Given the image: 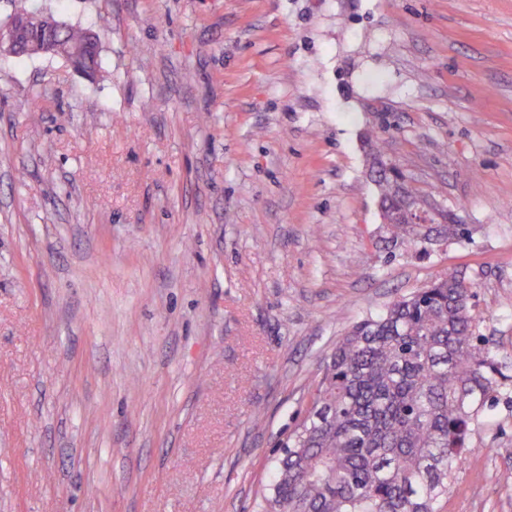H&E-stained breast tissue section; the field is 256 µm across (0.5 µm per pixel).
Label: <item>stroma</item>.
Here are the masks:
<instances>
[{
  "label": "stroma",
  "instance_id": "1",
  "mask_svg": "<svg viewBox=\"0 0 512 512\" xmlns=\"http://www.w3.org/2000/svg\"><path fill=\"white\" fill-rule=\"evenodd\" d=\"M20 8L102 67L0 56V512H258L336 341L452 267L506 382L442 512H512V0ZM372 135L467 238L386 239Z\"/></svg>",
  "mask_w": 512,
  "mask_h": 512
}]
</instances>
